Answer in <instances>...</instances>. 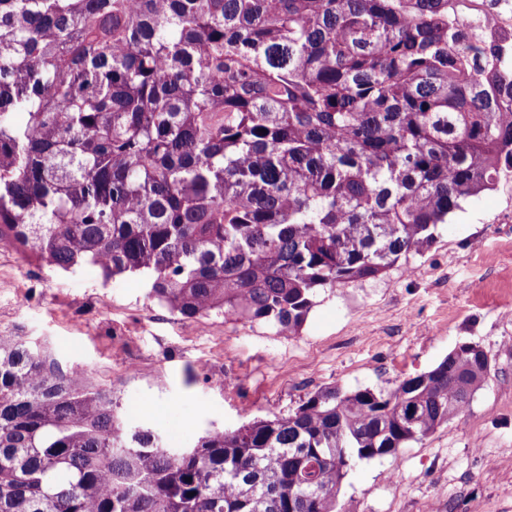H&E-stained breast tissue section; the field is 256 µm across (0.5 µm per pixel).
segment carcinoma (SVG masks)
<instances>
[{
    "instance_id": "cac0c4a2",
    "label": "carcinoma",
    "mask_w": 512,
    "mask_h": 512,
    "mask_svg": "<svg viewBox=\"0 0 512 512\" xmlns=\"http://www.w3.org/2000/svg\"><path fill=\"white\" fill-rule=\"evenodd\" d=\"M460 0H0V241L139 273L186 318L299 332L320 292L423 254L512 177V36ZM458 344L385 389L318 390L190 456L112 388L0 335V512H339L488 380Z\"/></svg>"
}]
</instances>
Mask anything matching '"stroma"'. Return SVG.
I'll list each match as a JSON object with an SVG mask.
<instances>
[{"instance_id": "35a3bbf8", "label": "stroma", "mask_w": 512, "mask_h": 512, "mask_svg": "<svg viewBox=\"0 0 512 512\" xmlns=\"http://www.w3.org/2000/svg\"><path fill=\"white\" fill-rule=\"evenodd\" d=\"M147 282L53 271L0 245V333L47 362L111 387L132 425L188 448L294 411L326 387H389L458 343L480 345L491 376L455 418L398 456L342 481L346 512H512V178L443 225L430 248L378 278L319 297L298 335L158 305Z\"/></svg>"}]
</instances>
